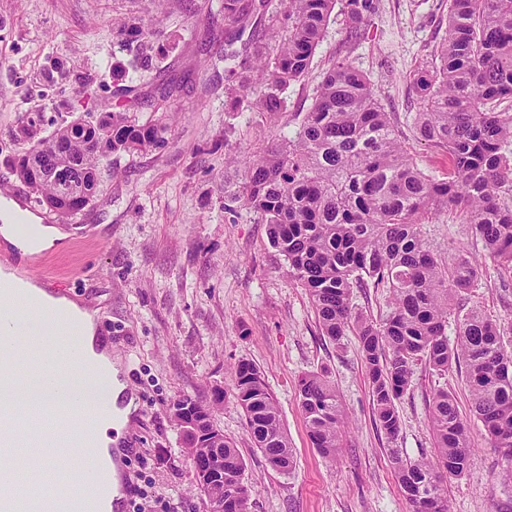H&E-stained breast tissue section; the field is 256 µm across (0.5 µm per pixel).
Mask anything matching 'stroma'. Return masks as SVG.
I'll return each mask as SVG.
<instances>
[{
    "label": "stroma",
    "mask_w": 512,
    "mask_h": 512,
    "mask_svg": "<svg viewBox=\"0 0 512 512\" xmlns=\"http://www.w3.org/2000/svg\"><path fill=\"white\" fill-rule=\"evenodd\" d=\"M218 0H0V190L17 186L7 167L15 134L39 114L40 135L79 116L123 107L154 115L169 126L156 151L103 163L102 187L77 220L60 222L67 238L50 249L55 275L46 288L77 294L109 318L112 353L122 363L139 412L127 461L131 487L122 512H138L140 492L167 512H211L196 488L179 429L171 414L189 397L212 410L213 424L234 441L246 462L252 490L248 512H411L391 454L417 459L434 453L426 400L451 389L461 411L470 394L464 372L440 376L416 366L413 384L397 403L401 430L388 439L372 413L369 376L357 336L340 343L322 336L308 294L268 239L266 225L243 207H224V130L261 151L275 130L291 131L308 112L321 74L346 61L366 75L385 111L408 136L407 147L425 172L440 176L448 157L413 138L419 110L413 89L448 27V0H374L359 34H351L346 0H338L305 81L288 90L278 122L257 107L224 110V68L210 58L220 43L204 40ZM159 20L162 31H181L184 42L139 98L122 96L112 72L131 60L135 46L115 39L118 19ZM61 68L53 79L50 60ZM181 88L161 92L169 81ZM422 231L442 257L479 254L468 225L434 208ZM491 260L471 291L473 301L500 324L512 346V287H504ZM256 365L273 394L288 432L295 466L273 470L255 448L245 416L232 400L231 367ZM324 373L336 388L350 424L336 457L311 443L299 405L298 380ZM472 460L445 489L451 512H512V463L491 448L480 424L471 426Z\"/></svg>",
    "instance_id": "obj_1"
}]
</instances>
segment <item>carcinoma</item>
<instances>
[{
	"label": "carcinoma",
	"instance_id": "1",
	"mask_svg": "<svg viewBox=\"0 0 512 512\" xmlns=\"http://www.w3.org/2000/svg\"><path fill=\"white\" fill-rule=\"evenodd\" d=\"M336 2L285 0L283 10L269 14L266 0H222L224 30L239 39L250 15L267 13L271 42L254 47L251 64L238 51L224 50V111L240 112L254 96L263 112L286 111L284 92L309 75ZM348 6L355 33L371 2L348 0ZM114 33L129 44L156 42L154 54L134 57L141 79L182 40L177 32L160 37L157 24L134 20L116 22ZM414 90L420 104L414 134L448 153L443 177L418 168L369 79L340 61L322 74L310 111L293 131L276 135L262 155H248L224 131V200L242 204L268 225L270 243L306 289L322 335L335 343L349 333L359 337L375 424L387 437L399 435L397 400L411 387L417 365L440 374L465 368L470 417L461 415L452 392L435 390L427 404L433 456L394 458L412 512H450L444 482L469 468L470 418L512 461V350L503 345L496 321L468 297L481 265L467 256L452 262L437 256L422 226L434 207L454 210L501 271L512 274V198L506 197L512 188V114L496 109L498 101L512 100V0H449L447 35ZM166 133L160 120L124 109L99 121L75 120L41 138L32 120L16 134L21 150L10 167L37 205L70 218L80 210L40 172L64 169L74 175L73 191L94 195L103 161L160 148ZM369 286L389 290L390 312L381 322L353 302L355 289ZM231 373V397L255 447L271 468L290 473L293 448L261 372L240 361ZM298 397L312 444L336 456L346 415L335 387L323 374L309 373L298 382ZM182 403L201 415L203 428L220 435L208 407L191 398L174 405ZM182 440L193 463L217 446L224 449V482L204 490L213 512L221 506L247 512L245 461L233 442L217 445L185 434Z\"/></svg>",
	"mask_w": 512,
	"mask_h": 512
}]
</instances>
